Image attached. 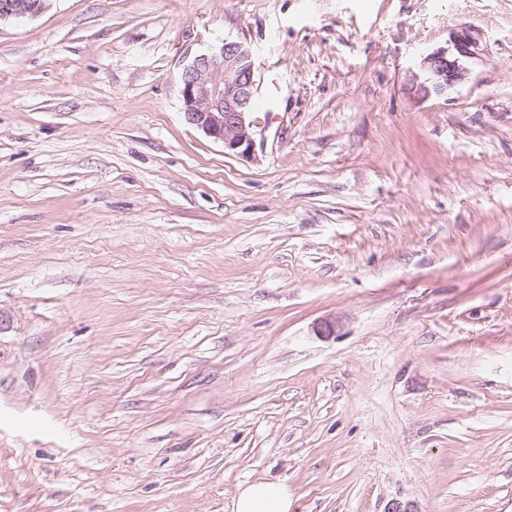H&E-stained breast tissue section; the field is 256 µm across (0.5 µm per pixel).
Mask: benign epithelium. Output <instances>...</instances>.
Listing matches in <instances>:
<instances>
[{
    "instance_id": "7a95c632",
    "label": "benign epithelium",
    "mask_w": 512,
    "mask_h": 512,
    "mask_svg": "<svg viewBox=\"0 0 512 512\" xmlns=\"http://www.w3.org/2000/svg\"><path fill=\"white\" fill-rule=\"evenodd\" d=\"M48 0H0V21L34 17ZM471 54L468 41L454 40L451 47L427 54L422 66L427 74L421 93L441 94L462 81L464 59ZM256 90V66L252 48L225 39L194 56L181 74V98L186 121L220 142L224 152L249 159L256 141L252 132V101Z\"/></svg>"
}]
</instances>
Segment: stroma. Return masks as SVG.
Listing matches in <instances>:
<instances>
[{
    "label": "stroma",
    "instance_id": "35a3bbf8",
    "mask_svg": "<svg viewBox=\"0 0 512 512\" xmlns=\"http://www.w3.org/2000/svg\"><path fill=\"white\" fill-rule=\"evenodd\" d=\"M457 35L466 79L423 96ZM225 38L282 80L249 159L182 111ZM266 480L292 512H512V0L0 22V512Z\"/></svg>",
    "mask_w": 512,
    "mask_h": 512
}]
</instances>
